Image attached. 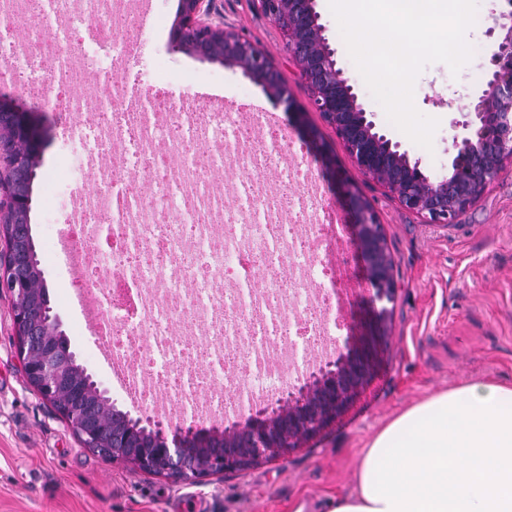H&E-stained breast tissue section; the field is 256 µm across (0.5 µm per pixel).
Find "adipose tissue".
<instances>
[{
	"label": "adipose tissue",
	"instance_id": "ef3b65f1",
	"mask_svg": "<svg viewBox=\"0 0 512 512\" xmlns=\"http://www.w3.org/2000/svg\"><path fill=\"white\" fill-rule=\"evenodd\" d=\"M328 512H512V387L472 382L406 409Z\"/></svg>",
	"mask_w": 512,
	"mask_h": 512
}]
</instances>
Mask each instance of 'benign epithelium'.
Segmentation results:
<instances>
[{
    "label": "benign epithelium",
    "mask_w": 512,
    "mask_h": 512,
    "mask_svg": "<svg viewBox=\"0 0 512 512\" xmlns=\"http://www.w3.org/2000/svg\"><path fill=\"white\" fill-rule=\"evenodd\" d=\"M261 13L282 34L294 66L309 91V104L332 127L355 167L381 184L400 206L424 224L446 227L458 222L488 185L512 166V3L493 14L487 34L493 39L485 88L455 122L448 171L433 174L376 126L359 102L355 87L337 67L335 50L319 23L316 0H255ZM172 49L240 70L275 100L293 109L288 83L270 57L220 15L215 0H179L171 28ZM0 106L20 118V126L0 131L6 166L0 169V292L10 303L16 350L27 381L55 404L82 445L102 457L130 464L178 482L248 469L278 457L332 422L371 378L387 337L396 284L382 225L372 208L352 193L355 236L366 277L369 316L357 342L344 340L335 361L300 375L281 394L249 407L244 421L219 429L166 422L150 414L132 417L116 408L108 389L62 350L59 316L45 304L39 285L44 271L29 230L32 204V147L42 131L31 109L12 92L0 90Z\"/></svg>",
    "instance_id": "obj_1"
}]
</instances>
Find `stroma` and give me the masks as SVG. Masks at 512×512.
Returning <instances> with one entry per match:
<instances>
[{"mask_svg": "<svg viewBox=\"0 0 512 512\" xmlns=\"http://www.w3.org/2000/svg\"><path fill=\"white\" fill-rule=\"evenodd\" d=\"M178 5L179 0H146L148 23L132 33L135 70L144 85L165 86L174 98H187L201 108L216 111L228 105L277 114L282 165L296 159L311 169L334 225L337 244L328 255L338 274L333 306L355 335L363 331L365 283L350 193L358 192L378 215L397 285L378 366L333 422L288 454L198 483H176L109 462L83 447L24 377L9 299L2 295L0 512H295L299 506L304 512H325L328 498L354 490L368 440L409 406L473 381L512 386V172L492 182L457 224L441 228L422 223L363 176L334 130L310 111L307 87L285 42L255 0H217V7L281 70L295 111L270 98L240 70L173 51L170 30ZM499 7L498 0H477L476 21L468 34L474 55L467 67L455 74L446 64L432 63L417 78L416 108L440 121L428 150L388 122L349 57L328 0H316L337 65L357 87L364 108L373 112L388 137L432 173L447 171L453 124L484 87L490 43L486 31ZM36 118L45 129L46 145L34 182L31 229L51 304L80 362L109 389L119 409L138 415L139 406L123 395L72 295L75 263L52 251L71 209V180L81 179L87 192L96 191L97 183L79 171L78 152L63 135L66 116L44 107Z\"/></svg>", "mask_w": 512, "mask_h": 512, "instance_id": "obj_1", "label": "stroma"}]
</instances>
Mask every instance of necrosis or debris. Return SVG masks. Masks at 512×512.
I'll return each instance as SVG.
<instances>
[{
	"mask_svg": "<svg viewBox=\"0 0 512 512\" xmlns=\"http://www.w3.org/2000/svg\"><path fill=\"white\" fill-rule=\"evenodd\" d=\"M141 5L41 0L55 35L38 53V33L17 27L22 0H0V83L40 93L50 111L68 115L67 137L99 184L76 198L59 239L84 249L73 290L94 291L113 360L140 380L138 402L160 394L162 414L229 420L296 377L307 352L331 350L330 297L317 283L334 277L321 258L332 236L305 166L277 177L308 189L307 202L287 206L266 193L261 174L274 167L278 130L237 112L175 110L166 90L116 87L115 75L131 68L123 25L140 20ZM78 44L83 53H74ZM187 143L226 163L245 203L225 205L205 168L182 152ZM136 172L147 174L149 195L135 189ZM256 260L272 275L240 298Z\"/></svg>",
	"mask_w": 512,
	"mask_h": 512,
	"instance_id": "obj_1",
	"label": "necrosis or debris"
}]
</instances>
